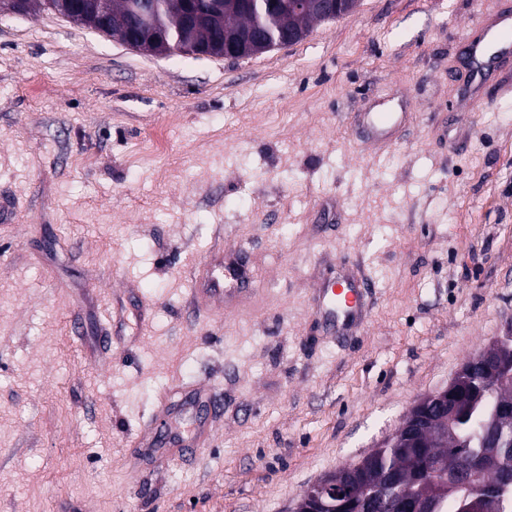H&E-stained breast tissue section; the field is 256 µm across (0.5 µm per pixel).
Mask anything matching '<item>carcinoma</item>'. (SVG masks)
I'll return each mask as SVG.
<instances>
[{"label": "carcinoma", "mask_w": 512, "mask_h": 512, "mask_svg": "<svg viewBox=\"0 0 512 512\" xmlns=\"http://www.w3.org/2000/svg\"><path fill=\"white\" fill-rule=\"evenodd\" d=\"M28 13L54 6L66 9L73 0H25ZM286 10L272 0H155L152 17L169 46H192L215 53L232 48L248 53L237 36L250 32L262 37V47L279 46L288 33L303 39L313 24L326 21L316 0ZM91 29L121 40L139 29L138 0H81ZM465 408L453 418L439 421L456 440L440 439L428 432L412 436L393 434L382 446L359 462L323 478L349 487L344 512H404V500L422 512H466L473 493L494 487L499 512H512V423L506 422L486 444L482 423L498 414L499 407L487 388L492 377L473 356L462 367ZM464 465L474 473L473 488L458 486L456 471Z\"/></svg>", "instance_id": "carcinoma-1"}]
</instances>
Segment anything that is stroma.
Segmentation results:
<instances>
[{"label":"stroma","mask_w":512,"mask_h":512,"mask_svg":"<svg viewBox=\"0 0 512 512\" xmlns=\"http://www.w3.org/2000/svg\"><path fill=\"white\" fill-rule=\"evenodd\" d=\"M506 8L359 0L240 60L0 13V512H290L503 335L512 71L471 111L461 38ZM380 109L395 138L357 136ZM216 248L254 281L221 311L192 295ZM356 266L368 317L325 335ZM192 387L211 441L155 465L143 426ZM339 286L340 288H336ZM369 279L343 271L320 288L313 302V313L330 335L346 336L367 318L365 297Z\"/></svg>","instance_id":"stroma-1"}]
</instances>
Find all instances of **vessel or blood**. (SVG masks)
<instances>
[{"label": "vessel or blood", "mask_w": 512, "mask_h": 512, "mask_svg": "<svg viewBox=\"0 0 512 512\" xmlns=\"http://www.w3.org/2000/svg\"><path fill=\"white\" fill-rule=\"evenodd\" d=\"M501 43L494 53H486L479 39H467L465 56L469 80L484 81L497 67L512 58V25L498 33ZM364 124L373 138L386 140L396 125V115L385 112H367ZM194 293L205 299H224L251 290V279L241 266L225 263L223 251L211 253L203 264L201 274L194 277ZM370 288L369 279L345 271L320 288L313 302V313L328 334L343 336L367 318L365 297ZM216 392L203 389L193 393L185 411L186 430L163 431L152 436L150 446L157 460L170 462L176 448L185 441L205 445L211 432L209 409L218 408Z\"/></svg>", "instance_id": "1"}]
</instances>
